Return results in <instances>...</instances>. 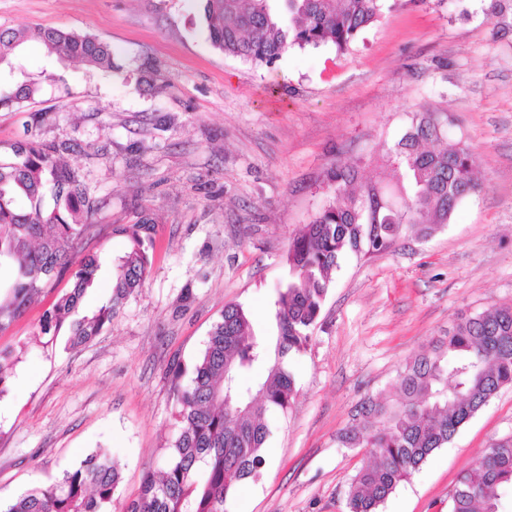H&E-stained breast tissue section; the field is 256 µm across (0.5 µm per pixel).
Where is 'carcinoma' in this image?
<instances>
[{
	"instance_id": "cac0c4a2",
	"label": "carcinoma",
	"mask_w": 512,
	"mask_h": 512,
	"mask_svg": "<svg viewBox=\"0 0 512 512\" xmlns=\"http://www.w3.org/2000/svg\"><path fill=\"white\" fill-rule=\"evenodd\" d=\"M386 0H204L213 47L256 66H268L289 49L332 44L342 51L373 23ZM45 57L112 69L111 45L90 34L54 27L0 29V105L32 101L40 82L21 62L29 43ZM453 120L416 115L393 152L411 195L394 206L377 185L356 181L355 167L328 172L329 201L291 239L286 260L292 279L277 289L275 334L256 336L244 309L224 306L194 365L190 382L176 388L181 430L165 468L145 478L122 512H224V504L266 464L267 413L284 412L296 395L287 358L304 350L347 256L387 252L410 224L428 236L448 223L463 199L477 193L474 157L448 144ZM68 143L19 141L0 154V331L15 321L63 273L71 285L44 310L38 335L56 338L67 328L76 347L112 325L144 287L152 263L155 224L144 214L118 228L126 249L106 261L84 253L96 234L98 201L80 172L61 160ZM112 273L111 294L95 308L83 299L102 267ZM11 352L0 350V396L11 385ZM399 395L377 394L357 407L358 423L337 443L367 456L347 492V512H378L408 480L504 386L512 385V304L493 306L448 327L398 372ZM203 476H198V473ZM120 464L99 451L54 482L37 485L4 512H112ZM512 495V442L485 450L449 495L448 512H504Z\"/></svg>"
}]
</instances>
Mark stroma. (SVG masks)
<instances>
[{"label": "stroma", "instance_id": "stroma-1", "mask_svg": "<svg viewBox=\"0 0 512 512\" xmlns=\"http://www.w3.org/2000/svg\"><path fill=\"white\" fill-rule=\"evenodd\" d=\"M396 0L344 51L289 49L255 66L215 49L200 0H0V27L37 25L110 43L113 68L44 70L35 101L0 106V150L70 142L99 202L86 249L119 254L118 224L156 226L142 291L78 347L39 336L46 301L0 331L15 376L0 397V499L48 483L104 449L122 470L115 512L165 467L187 385L225 305L255 333L290 278L291 238L326 204L327 172L397 192L395 143L417 113L445 112L475 157L477 195L430 237L404 228L392 251L345 258L289 369L297 395L268 418L266 465L225 512H346L364 457L337 434L365 397L397 393V373L460 318L512 304V0ZM166 81L156 93L146 76ZM512 439L502 388L400 484L379 512H448L460 473Z\"/></svg>", "mask_w": 512, "mask_h": 512}]
</instances>
